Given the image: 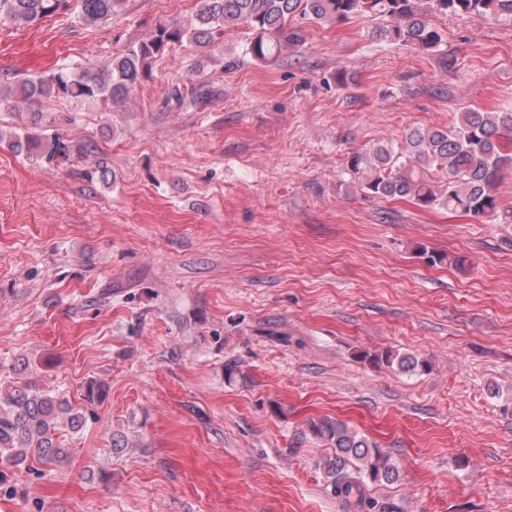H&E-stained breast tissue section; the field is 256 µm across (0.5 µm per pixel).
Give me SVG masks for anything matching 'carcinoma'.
I'll return each mask as SVG.
<instances>
[{"instance_id": "carcinoma-1", "label": "carcinoma", "mask_w": 512, "mask_h": 512, "mask_svg": "<svg viewBox=\"0 0 512 512\" xmlns=\"http://www.w3.org/2000/svg\"><path fill=\"white\" fill-rule=\"evenodd\" d=\"M126 0H0V21L29 25L60 12L73 21L93 25L112 19ZM435 12L458 17L512 18V0H197L195 18L188 24H158L145 39L112 54L104 71L62 66L45 76L24 77L15 93L24 101L58 98L88 101L107 110L150 79L154 63L184 42L208 47L239 25L251 33L246 53L254 60L275 63L302 35L295 19L320 24L342 23L355 15L379 17L387 24L375 37L398 42L418 52H430L442 35L427 22ZM204 95L202 87L175 85L168 100L182 104ZM12 147L53 160L68 155L60 138L47 141L16 136ZM512 166V108L484 112L467 108L448 127L416 128L404 144L377 143L349 157L346 167L352 183L369 195L407 199L423 209L461 211L475 218L498 212L495 185L503 169ZM375 364L403 373L425 372L430 364L411 354L390 350L366 354ZM16 364L0 363V486L12 494L7 467L26 462L59 463L68 458L63 433H79L87 415L68 398L46 391L31 380L11 376ZM308 431L333 448L323 460L331 492L352 512H371L377 503L365 489L370 484L392 485L400 472L389 453L347 423L312 419Z\"/></svg>"}]
</instances>
